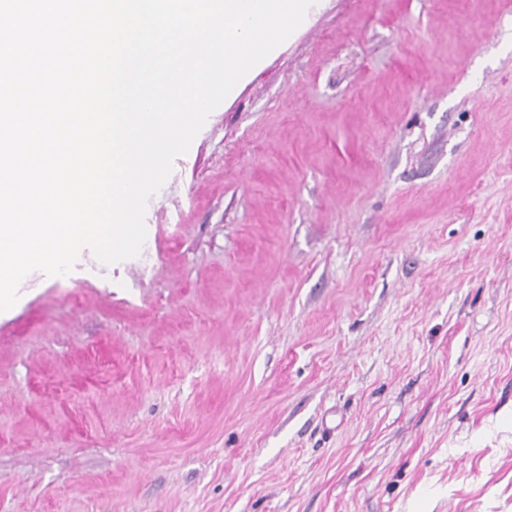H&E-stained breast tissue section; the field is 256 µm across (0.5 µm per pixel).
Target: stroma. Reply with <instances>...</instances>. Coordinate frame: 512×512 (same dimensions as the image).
Listing matches in <instances>:
<instances>
[{"label":"stroma","instance_id":"stroma-1","mask_svg":"<svg viewBox=\"0 0 512 512\" xmlns=\"http://www.w3.org/2000/svg\"><path fill=\"white\" fill-rule=\"evenodd\" d=\"M145 223L0 312V512H512V0H316Z\"/></svg>","mask_w":512,"mask_h":512}]
</instances>
